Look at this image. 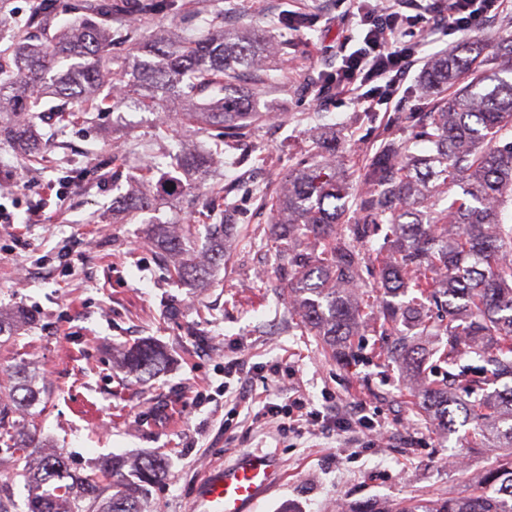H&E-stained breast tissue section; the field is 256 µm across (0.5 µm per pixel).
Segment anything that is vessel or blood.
Instances as JSON below:
<instances>
[{
    "label": "vessel or blood",
    "instance_id": "obj_1",
    "mask_svg": "<svg viewBox=\"0 0 512 512\" xmlns=\"http://www.w3.org/2000/svg\"><path fill=\"white\" fill-rule=\"evenodd\" d=\"M279 478V463L270 453L241 455L206 477L198 506L202 512H253Z\"/></svg>",
    "mask_w": 512,
    "mask_h": 512
}]
</instances>
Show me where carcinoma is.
<instances>
[{"mask_svg": "<svg viewBox=\"0 0 512 512\" xmlns=\"http://www.w3.org/2000/svg\"><path fill=\"white\" fill-rule=\"evenodd\" d=\"M167 0H131L140 15L163 12ZM74 18L57 27V13ZM111 0H40L11 44L0 49V138L14 141L38 162V146L29 131L27 113L50 103L65 126L82 112H104L133 103L143 109L174 112L189 123H204L223 138L243 134L257 113L249 95L232 79L261 65L272 47L262 32H226L218 28L198 40L178 39L174 32L154 37L123 64L128 79L119 95L103 94L112 83V46L131 32L112 22ZM477 73L446 98H433L431 112L419 124L416 138L428 143L423 155L406 140L384 137L359 169L365 192L354 209L347 205L346 173L336 160V145L322 144L311 161L288 174L284 195L267 200L273 216L271 238L288 239V279L302 322L325 338L331 352H353L352 337L371 314L356 298L365 256L360 244L381 230L393 246L379 254V287L389 299L379 311L378 332L399 337V348L385 354L410 368L425 361L408 334L430 333L422 304L396 300L406 288L420 296L440 291L448 324L437 329L448 336L443 362L455 365L475 356L479 366H465L446 378L426 380L419 403L433 413L438 426L474 422L504 449L497 465L481 478L485 490L437 502L425 512H512V224L502 214L512 202V33L490 52L479 40L435 58L422 89L431 92L457 74ZM462 196L437 209L454 187ZM312 239L320 251H293L294 243ZM205 256L181 258L174 265L180 278H200ZM164 360L154 344L128 348L122 364L140 380L154 376ZM467 379L479 387L489 378L503 389L485 399L467 401L451 385ZM39 399L34 381L14 383L0 392V426L15 411ZM124 460L104 465L102 475L71 474L63 457L41 455L35 467L21 473L31 488L28 512H75L76 501L100 491L109 480L112 494L98 499V512H143L140 491L167 476L165 463L146 458L125 472Z\"/></svg>", "mask_w": 512, "mask_h": 512, "instance_id": "obj_1", "label": "carcinoma"}]
</instances>
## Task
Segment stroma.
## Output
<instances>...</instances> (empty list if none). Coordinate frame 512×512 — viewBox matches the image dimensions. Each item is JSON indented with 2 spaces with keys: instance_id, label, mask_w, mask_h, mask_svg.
Listing matches in <instances>:
<instances>
[{
  "instance_id": "obj_1",
  "label": "stroma",
  "mask_w": 512,
  "mask_h": 512,
  "mask_svg": "<svg viewBox=\"0 0 512 512\" xmlns=\"http://www.w3.org/2000/svg\"><path fill=\"white\" fill-rule=\"evenodd\" d=\"M344 11L340 0H175L173 11L139 18L145 41L174 25L201 37L214 21L230 31L261 29L269 42L285 46L267 71L239 73L237 85L266 118L223 147L203 125L130 106L89 113L74 126L37 120L38 164L0 140V203L17 218L0 224V309L32 316L0 335V385L25 363L41 389L39 400L16 415L15 427L0 429L11 463L0 487L10 512H26L19 473L29 451L15 445L21 424L62 453L78 476L114 457L162 458L168 476L144 493L146 512H194L207 473L258 448L276 454L281 479L255 512H336L337 504L363 502L396 512L407 503L468 495L495 464L498 449L474 425L447 434L418 408L417 373L382 355L391 337H360L356 359L343 363L303 328L288 288V257L267 243L264 198L322 140H336L344 169L357 180L382 131L408 138L405 114L427 111L419 92L426 61L471 35L493 45L512 31V0L471 32L433 35L420 51L422 64L372 113L352 95L321 85L355 33ZM287 12L309 21L282 24ZM185 154L212 155L207 181L174 167ZM170 175L189 192L161 189ZM143 192L155 195L154 205L132 209ZM218 192L224 206L214 221L233 226L224 259L204 283L177 280L152 232H179L183 251L192 254L214 249L194 218ZM38 207L46 222L25 223ZM144 341L160 346L166 361L141 384L126 377L120 354ZM228 362L241 364L238 377L225 379ZM298 396L313 411L361 408L387 437L374 443L358 423L344 433L333 427L299 433L259 418L265 402L284 405Z\"/></svg>"
}]
</instances>
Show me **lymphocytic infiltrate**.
Wrapping results in <instances>:
<instances>
[{
    "label": "lymphocytic infiltrate",
    "mask_w": 512,
    "mask_h": 512,
    "mask_svg": "<svg viewBox=\"0 0 512 512\" xmlns=\"http://www.w3.org/2000/svg\"><path fill=\"white\" fill-rule=\"evenodd\" d=\"M349 2L360 45L326 74L324 86L370 107L404 84L429 36L448 28L468 30L500 7V0H453L451 14L441 16L422 11L420 0Z\"/></svg>",
    "instance_id": "lymphocytic-infiltrate-1"
}]
</instances>
